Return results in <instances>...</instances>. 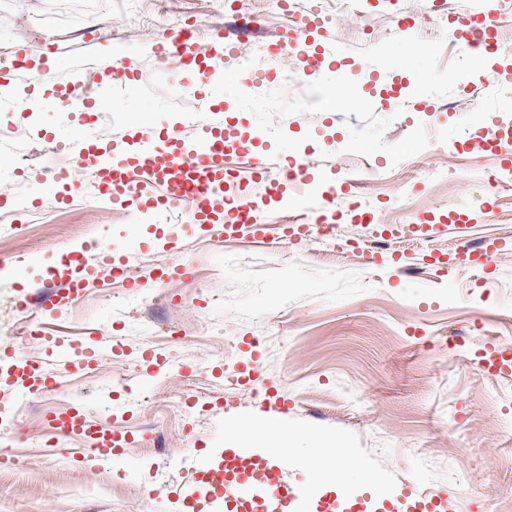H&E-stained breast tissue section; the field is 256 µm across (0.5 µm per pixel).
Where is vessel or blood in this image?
Masks as SVG:
<instances>
[{
	"mask_svg": "<svg viewBox=\"0 0 512 512\" xmlns=\"http://www.w3.org/2000/svg\"><path fill=\"white\" fill-rule=\"evenodd\" d=\"M315 33L326 35L327 27L323 17L314 11L299 13L296 24L287 31L276 44L268 49L269 54H277L285 47H296L297 66L306 75L325 67L334 58L330 45L317 50L300 49L303 35ZM454 40L458 46L484 54L486 48L498 44L502 37L497 20V0H485L477 10L463 13L453 23ZM158 54L177 57L184 61L183 80L187 87L197 88L205 84L214 72L218 55L234 56L238 45L223 33H215L209 45H201L194 30L176 29L155 47ZM58 64L55 46H47L39 57H32L29 47L16 48L10 64L0 67V109L13 102L10 74L35 70L47 71ZM108 97L99 94L88 99L76 90H69L61 96L59 111L79 114L85 125H94L99 112L106 106ZM209 116L201 120L193 137H183L177 128H165L156 134H146L138 129L127 130L124 142L126 151L102 149L93 137L87 136L74 144L73 150L85 162L90 178L95 183L96 196L105 202L126 204L132 198H144L146 208L141 215L154 218L163 213L187 211L189 223L201 221L213 201L224 197V158L227 145L234 133L223 120L217 119V107H209ZM487 151L500 156L504 172L512 171V136L499 129L488 130L484 135ZM257 177L268 180L270 194L279 196L284 208L295 207L306 199H323L329 193L326 185L317 183L312 166L305 159L295 156H281L272 161H262L255 168ZM268 225L259 223L257 207L244 197L228 201L224 212V235L232 238L249 233L253 237L266 236ZM501 248L500 243H486L482 246L466 247L469 264L476 269L487 268L494 254ZM106 269L112 278L132 290H139L145 281L165 282L170 276L191 277L190 263L179 262L164 268L150 271L148 277L132 275L125 251L113 248L111 243L99 242L95 248L75 245L60 255L53 268L51 279L61 281L62 289L50 292L44 302L45 310L78 298L83 294L87 282L85 273L92 266ZM80 352L82 365L95 362L103 352L100 341L93 336L82 340L79 348H72L63 342L57 347L58 356L67 358L73 352ZM0 360L9 363L13 375L22 390L37 388L51 391L57 388V378L45 374L41 367L18 357L13 351L0 353ZM56 428L77 434L85 443L76 452V460L88 458H112L123 440L105 432H94L88 424L84 412L76 408L51 415L49 418ZM238 463L232 474L212 467L209 460L198 462L212 490L211 512H228L237 502L248 503L254 500L266 502L272 512H345L348 500L345 487H337L336 495L323 499L318 482L303 480L297 484L286 483L279 471L265 467L264 457L259 449L238 447L233 451ZM375 499L389 503L393 512H443L447 500L427 503L413 492L386 489L380 482H373Z\"/></svg>",
	"mask_w": 512,
	"mask_h": 512,
	"instance_id": "1",
	"label": "vessel or blood"
}]
</instances>
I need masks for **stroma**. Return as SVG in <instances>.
<instances>
[{"mask_svg":"<svg viewBox=\"0 0 512 512\" xmlns=\"http://www.w3.org/2000/svg\"><path fill=\"white\" fill-rule=\"evenodd\" d=\"M321 2L339 66L306 76L294 51L275 68L256 52L290 24L278 0H0V44L34 48L47 34L58 49L62 63L39 78L41 96L65 91L70 60L102 74L112 90L92 131L102 147L119 146L133 125L192 133L186 118L197 98L179 60L158 62L155 45L186 22L212 32L229 28L232 10L252 14L256 35L212 78L225 124L261 158L311 148L335 189L350 177L345 160L383 158L386 176L369 226L353 221L349 195L336 190L321 209L336 218L325 238L313 229L288 242L225 239L219 200L214 222L187 225L170 243L165 225L136 223L133 208L120 214L76 193L87 170L58 143L81 134V118L7 113L26 156L0 166V260L12 272L0 280V350L58 375L68 373L53 356L60 335L96 334L112 348L99 376L69 373L58 392L25 396L0 383V406L17 431L0 437V456L16 457L24 471L0 480V512H183L176 492L196 475L198 457L223 462L234 428L270 447L278 427L299 433L289 482L308 478L303 463L334 447L366 478L446 494L451 512H512V373L482 369L490 346H512V194L488 208L484 179L498 159L460 147L512 113V53L473 66L447 26L422 63L411 60L396 15L437 4L449 16L482 0H358V25L339 0ZM90 26L94 36L83 38ZM338 85L367 105L327 109ZM418 209L443 218L444 231L376 247L379 222ZM67 224L103 225L116 247L148 241L147 251L127 253L135 273L183 259L197 276L130 292L107 287V271L93 268L81 319L61 307L47 335H21L7 302L19 286L50 289L44 269L69 245L60 231ZM484 239L505 244L485 275L466 270L461 252L462 242ZM319 249L335 263H317ZM436 253L447 264H432ZM73 405L94 423L129 419L163 446L148 456L133 441L119 458L85 464L44 451L33 436L45 412ZM104 471L114 489L83 493Z\"/></svg>","mask_w":512,"mask_h":512,"instance_id":"stroma-1","label":"stroma"}]
</instances>
